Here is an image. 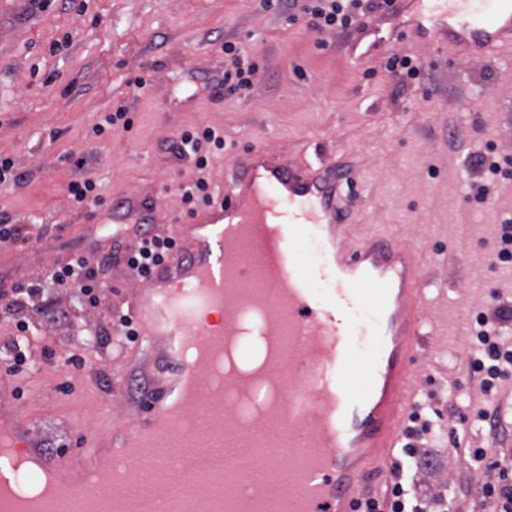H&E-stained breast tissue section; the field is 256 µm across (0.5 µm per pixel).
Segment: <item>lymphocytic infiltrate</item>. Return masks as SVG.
<instances>
[{"mask_svg": "<svg viewBox=\"0 0 512 512\" xmlns=\"http://www.w3.org/2000/svg\"><path fill=\"white\" fill-rule=\"evenodd\" d=\"M286 12L289 24H298L309 31L343 33L359 28L364 21L378 12L386 11L393 0H275ZM256 64L233 42L224 44V88L230 92L250 89L257 74ZM175 149L179 156L189 158L199 172L192 184L181 186L185 205H211L218 192L204 175L211 149H223L224 136L205 126L179 132ZM179 248L177 241L154 231H142L137 240L116 255L102 254L92 257L80 254L68 262L56 265L35 281L24 285L0 289V314L11 318L15 332L0 348V362L10 375H17L30 360L26 338L30 331L29 311H36L50 324L67 326L71 323L68 310L58 307L51 297L57 288H69L85 306H98L106 286L105 272L112 262L146 276L165 262ZM512 326V303L497 301L475 319L472 330L474 343L473 370L480 378V387L486 398V408L480 409L481 421L500 428V408L496 404L497 388L501 381L512 375V337L505 333ZM406 430L407 442L393 466V477L386 487L384 507L372 512H429L430 502L423 497L415 483L420 467L416 448L434 442L430 420L414 413Z\"/></svg>", "mask_w": 512, "mask_h": 512, "instance_id": "lymphocytic-infiltrate-1", "label": "lymphocytic infiltrate"}]
</instances>
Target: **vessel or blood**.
<instances>
[{"label":"vessel or blood","instance_id":"obj_1","mask_svg":"<svg viewBox=\"0 0 512 512\" xmlns=\"http://www.w3.org/2000/svg\"><path fill=\"white\" fill-rule=\"evenodd\" d=\"M468 0H395L394 25L382 32L368 22L364 41L351 58L361 64L394 51L402 41L432 42L473 59H488L512 50V14L493 24L468 19ZM266 150L251 148L228 182L223 199L186 224H168L164 233L180 244L176 257L150 275L135 279L130 292L134 318L145 346L131 366L149 383L147 394L125 399L121 415L104 419L106 437L152 433L157 444H169L170 461L180 470L186 496L170 512H262L265 499L288 501L295 512H363L369 494L366 478L374 467H387L402 442L407 414L416 392L411 366L427 348L433 327L423 315L426 283L414 245L382 233L355 239L350 202L357 183L350 172L314 155L283 161L274 169L262 163ZM144 203L130 198L113 210L119 222H141ZM249 234L272 231L275 254L266 275L272 329L284 339L285 351L271 369L288 382V399L272 411L284 431L303 427L302 442L288 458L269 456L271 471L287 470L288 480L265 484L258 497L245 494L239 477L251 468L249 457L224 462L214 471L184 464L178 443L181 413L172 409L178 380H198L202 394L187 409L205 405L212 376L204 364L188 365L179 350L186 338L208 340L232 324L234 306L224 293L237 278L225 255L224 239L234 227ZM319 237L321 254L312 268L299 265L296 240L301 233ZM335 282L329 301L311 290L316 277ZM163 288L171 296L162 315L149 317L144 288ZM379 314L376 343L361 356L355 339L354 314L363 306ZM48 471L66 466L52 462L42 448L30 417L0 407V432ZM106 437L86 441L83 460L95 463ZM222 499L210 496L212 488Z\"/></svg>","mask_w":512,"mask_h":512}]
</instances>
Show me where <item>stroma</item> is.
I'll list each match as a JSON object with an SVG mask.
<instances>
[{"label":"stroma","instance_id":"35a3bbf8","mask_svg":"<svg viewBox=\"0 0 512 512\" xmlns=\"http://www.w3.org/2000/svg\"><path fill=\"white\" fill-rule=\"evenodd\" d=\"M349 40L288 25L264 0H0V158L24 177L0 185V216L28 227L26 238L0 241V287L27 283L76 254L110 251L127 236L112 221L125 197L151 204V227L185 222L177 188L197 172L175 152L176 130H223L224 149L208 168L220 188L256 145L298 160L332 155L359 176L352 217L358 234L380 227L421 247L424 310L438 337L426 362L414 365L418 394L440 409L444 436L458 437L466 449L482 445L451 405L457 395L481 405L467 319L488 307L492 292L512 297V279L492 264L499 225L512 213V178L496 179L488 205L468 197L465 183L473 154L512 158V51L480 67L406 46L422 73L418 84L402 88L379 60L367 76L370 67L348 55ZM228 41L260 67L243 95L220 86ZM136 74L146 78L145 88L128 85ZM487 97L489 112L482 106ZM121 104L132 114V130L87 139L100 116ZM88 175L98 179L101 201L71 208L68 183ZM452 255L457 265H449ZM132 277L124 265L112 266L95 308L58 289L56 301L75 329L51 331L28 317L35 370L15 378L12 402L36 421L45 452L58 462L80 455L102 418L148 387L126 370L130 347L99 348L81 331L129 312ZM69 354L83 356L82 367L65 365ZM500 400L505 424L481 469L467 460L449 467L444 447H434L422 493L449 490L470 512H490L483 485L496 478L497 461L512 455V378Z\"/></svg>","mask_w":512,"mask_h":512}]
</instances>
